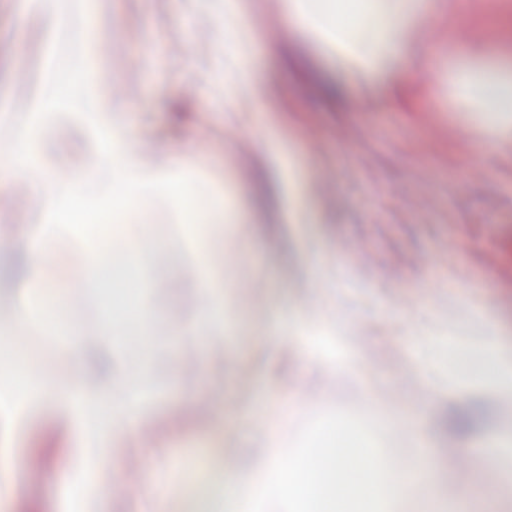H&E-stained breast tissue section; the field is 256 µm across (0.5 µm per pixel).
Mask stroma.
<instances>
[{"label":"stroma","instance_id":"obj_1","mask_svg":"<svg viewBox=\"0 0 512 512\" xmlns=\"http://www.w3.org/2000/svg\"><path fill=\"white\" fill-rule=\"evenodd\" d=\"M57 0H0V103H37L44 63L62 21ZM284 0H251L240 22L250 30L257 83L239 104L224 99V0H91L83 41L107 47L101 67L113 81L95 103L99 118L135 143L142 174L194 177L205 197L223 189L232 224L185 226L150 202L123 219L126 235L148 225L160 243L150 261L152 322L169 314L180 327L155 336L145 354L157 395L139 411L141 433L112 424L91 450L80 417L53 386L24 402L0 426V460L29 468L30 442L48 451L24 489L0 497V512L33 495L42 512H65L62 478L82 466L93 475L85 512H148L141 490L121 488L139 474L158 492L182 495L184 512H206L195 486L210 474L211 434L175 421L207 405L224 420V454L235 467L265 471L313 413L348 407L386 422L396 463L423 455L434 472L432 512H512V460L488 474L485 456L506 439L498 394L512 385V279L489 256L512 262V111L477 112L448 87L442 65L458 55L480 69H512V34L487 35L495 0H436L409 58L370 75L319 45L315 35L274 25ZM49 178L0 186V301L26 311L32 279L68 278L52 268L62 239L47 240L38 274L13 278L11 261L39 236L52 188L88 177L96 148L87 127L64 117L39 134ZM495 147L492 167L478 149ZM251 268L261 288L237 283ZM197 276H188V268ZM262 308H254L253 297ZM321 306L318 319L305 316ZM29 339L50 345L78 375V390L120 397L127 371L106 338L71 355L72 336L96 334L87 301L65 326L28 319ZM226 340L223 357L209 340ZM496 337L497 352L487 340ZM196 358L188 374L184 353ZM284 422L256 425L267 406ZM478 411L462 436L446 430L453 407ZM454 449L468 475L448 465ZM468 487L467 502L453 490ZM493 501H486V492Z\"/></svg>","mask_w":512,"mask_h":512}]
</instances>
